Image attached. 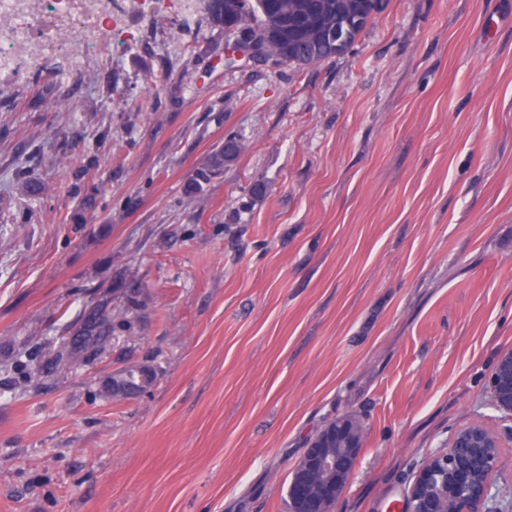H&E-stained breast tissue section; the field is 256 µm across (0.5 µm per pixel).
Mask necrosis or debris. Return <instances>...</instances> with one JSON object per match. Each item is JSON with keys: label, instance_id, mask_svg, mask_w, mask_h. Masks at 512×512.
<instances>
[{"label": "necrosis or debris", "instance_id": "1", "mask_svg": "<svg viewBox=\"0 0 512 512\" xmlns=\"http://www.w3.org/2000/svg\"><path fill=\"white\" fill-rule=\"evenodd\" d=\"M112 31V0H0V73L79 63Z\"/></svg>", "mask_w": 512, "mask_h": 512}]
</instances>
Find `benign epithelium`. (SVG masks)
<instances>
[{
  "mask_svg": "<svg viewBox=\"0 0 512 512\" xmlns=\"http://www.w3.org/2000/svg\"><path fill=\"white\" fill-rule=\"evenodd\" d=\"M490 398L512 413V352L502 354L490 380ZM336 449L310 448L288 484L292 512H333L357 461L364 434L346 426L329 433ZM500 443L481 425L457 431L450 445L431 453L416 472L408 499L410 512H486L491 476Z\"/></svg>",
  "mask_w": 512,
  "mask_h": 512,
  "instance_id": "1",
  "label": "benign epithelium"
}]
</instances>
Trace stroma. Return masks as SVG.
I'll use <instances>...</instances> for the list:
<instances>
[{"label":"stroma","mask_w":512,"mask_h":512,"mask_svg":"<svg viewBox=\"0 0 512 512\" xmlns=\"http://www.w3.org/2000/svg\"><path fill=\"white\" fill-rule=\"evenodd\" d=\"M229 46L207 6L113 0L82 67L0 74V512H285L348 412L364 442L335 512H400L475 423L502 443L489 512H512L489 398L512 351V0H382L303 69ZM229 135L248 152L188 196ZM101 288L138 295L130 330L21 385L16 353ZM131 364L152 387L112 400Z\"/></svg>","instance_id":"35a3bbf8"}]
</instances>
